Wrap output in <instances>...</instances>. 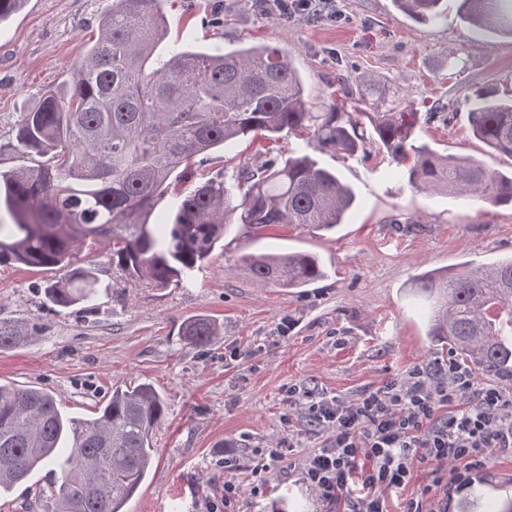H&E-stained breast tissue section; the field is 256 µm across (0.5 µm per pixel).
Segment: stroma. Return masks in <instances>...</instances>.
<instances>
[{
  "label": "stroma",
  "instance_id": "obj_1",
  "mask_svg": "<svg viewBox=\"0 0 512 512\" xmlns=\"http://www.w3.org/2000/svg\"><path fill=\"white\" fill-rule=\"evenodd\" d=\"M112 0H28L0 23V168L32 165L16 139L24 114L46 92L71 91L76 64L97 37V19ZM335 20L281 23L262 0H167L170 34L161 51L179 43L199 49L249 43L285 47L300 66L317 111L339 91L337 73H371L401 104L430 116L420 137L442 154H465L500 172L512 158L488 153L463 119L472 89L512 95V38L493 37L462 22L457 0L448 16L419 24L391 0H335ZM461 63L449 69V56ZM306 139L244 140L197 157L191 181L178 182L158 204L174 210L191 183L241 163L263 164L288 152H309ZM319 161L355 187L359 207L340 231L324 236L273 227L239 237L196 273L193 287L126 288L113 296L110 245L86 246L78 264L100 270L103 290L93 308L52 307L47 285L56 268L0 265V321L35 328L23 342L0 350V382L34 386L65 413L84 418L117 385L152 384L164 397L154 463L127 512H224V483L242 489L236 512H320L298 473L265 474L252 493V469L269 451L294 444L293 459L317 449L322 437L288 402L289 389L352 400L416 367L446 363L448 344L434 341L416 301L412 278L459 263L483 264L512 254V207L450 195H426L403 185L375 146ZM274 248L319 255L327 276L312 288H261L234 266L244 252ZM199 315L221 334L197 347L183 337ZM292 416L285 424L284 416ZM238 469L224 468L225 457ZM45 468L0 498V512H51L36 487L60 482ZM476 500L479 512H500L512 499V455L491 454L469 488L455 494L450 512Z\"/></svg>",
  "mask_w": 512,
  "mask_h": 512
}]
</instances>
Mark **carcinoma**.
Wrapping results in <instances>:
<instances>
[{"mask_svg":"<svg viewBox=\"0 0 512 512\" xmlns=\"http://www.w3.org/2000/svg\"><path fill=\"white\" fill-rule=\"evenodd\" d=\"M164 2L112 0L70 96L46 94L18 125L24 151L47 160L0 171V207L10 218L0 224V265L69 268L65 281L46 288L53 306L99 294L97 268L73 261L98 240L111 246L112 272L129 287L164 289L188 284L224 249L235 224L253 235L270 226L327 232L358 207L354 188L336 172L290 152L197 184L171 215L148 223L195 157L258 136L301 135L321 152L348 156L371 142L416 192L512 205V172L420 142L417 113L396 111L370 75L355 77L357 91H346L332 111L316 112L279 45L213 52L175 45L156 55L168 36ZM392 2L417 22L444 15L443 0ZM459 10L478 31L512 35V0H460ZM466 104L473 137L512 159V97L477 88ZM238 263L254 281L277 288H310L326 277L319 258L305 252L249 253ZM409 291L426 303L427 335L479 370L512 380V256L425 271ZM217 335L204 317L183 328L196 346ZM24 339L18 326L0 322V349ZM164 418L165 400L149 383L113 388L91 420L63 414L40 389L0 383V494L50 465L62 482L37 497L49 496L54 512H124L151 468L153 430Z\"/></svg>","mask_w":512,"mask_h":512,"instance_id":"carcinoma-1","label":"carcinoma"}]
</instances>
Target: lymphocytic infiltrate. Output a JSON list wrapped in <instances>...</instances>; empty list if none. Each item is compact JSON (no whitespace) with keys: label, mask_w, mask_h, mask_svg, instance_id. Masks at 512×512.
Segmentation results:
<instances>
[{"label":"lymphocytic infiltrate","mask_w":512,"mask_h":512,"mask_svg":"<svg viewBox=\"0 0 512 512\" xmlns=\"http://www.w3.org/2000/svg\"><path fill=\"white\" fill-rule=\"evenodd\" d=\"M300 411L324 436L297 468L325 512H448L491 452L512 453V397L453 359L354 400L307 399ZM427 465L450 469L434 496L410 488Z\"/></svg>","instance_id":"lymphocytic-infiltrate-1"}]
</instances>
